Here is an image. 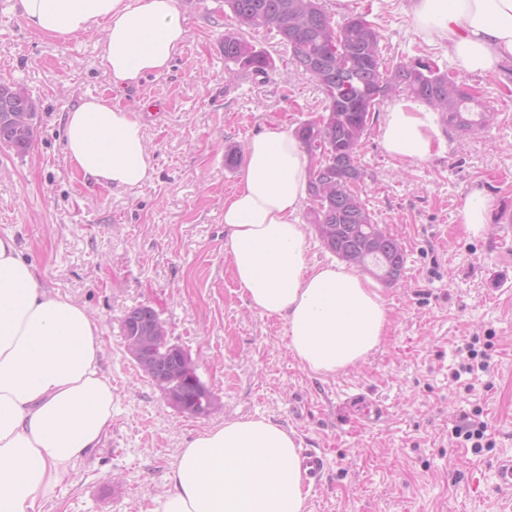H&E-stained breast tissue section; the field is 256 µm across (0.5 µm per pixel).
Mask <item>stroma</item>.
Listing matches in <instances>:
<instances>
[{"label": "stroma", "instance_id": "stroma-1", "mask_svg": "<svg viewBox=\"0 0 512 512\" xmlns=\"http://www.w3.org/2000/svg\"><path fill=\"white\" fill-rule=\"evenodd\" d=\"M407 0H355L381 29L385 60L448 63L444 44L414 32ZM186 39L169 72L112 89L97 39L28 28L17 0H0V82L39 103L28 153L0 147V233H11L41 285L86 306L102 330L100 366L112 381V424L77 463L45 512H149L184 443L227 419L264 416L322 451L326 471L307 512H512L496 489L512 455V257L493 225L467 232L460 212L481 189L512 206V75H468L497 119L471 134L443 129L424 161L382 146V116L363 139L362 196L398 239L404 273L380 291L390 309L382 344L345 372L306 369L285 347L286 325L254 309L224 254V201L240 168L228 153L276 124L298 127L321 95L290 63L275 32L247 31L279 60L280 74L224 78V0H178ZM111 93L135 111L153 159L135 190L86 182L64 152V114ZM152 306L188 350L216 399L204 416L171 407L127 353L122 322ZM491 342L489 367L458 375V350ZM482 409L492 447L461 445L453 428Z\"/></svg>", "mask_w": 512, "mask_h": 512}]
</instances>
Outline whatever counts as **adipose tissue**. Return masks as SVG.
<instances>
[{"label":"adipose tissue","instance_id":"adipose-tissue-1","mask_svg":"<svg viewBox=\"0 0 512 512\" xmlns=\"http://www.w3.org/2000/svg\"><path fill=\"white\" fill-rule=\"evenodd\" d=\"M33 30L64 39L104 27L101 63L114 86L169 70L186 29L177 0H18ZM417 33L448 46L465 74L512 61V0H409ZM67 156L86 180L131 190L152 157L136 112L111 97L82 99L64 123ZM385 150L427 160L440 144L435 113L411 98L383 117ZM309 157L285 125L248 145L239 186L224 202V252L253 308L286 322V346L306 368L344 371L379 347L390 309L348 265L307 258L300 208ZM101 330L87 309L42 288L12 236L0 235V512H42L112 424ZM293 433L266 417L228 420L180 448L167 493L149 512H306Z\"/></svg>","mask_w":512,"mask_h":512}]
</instances>
